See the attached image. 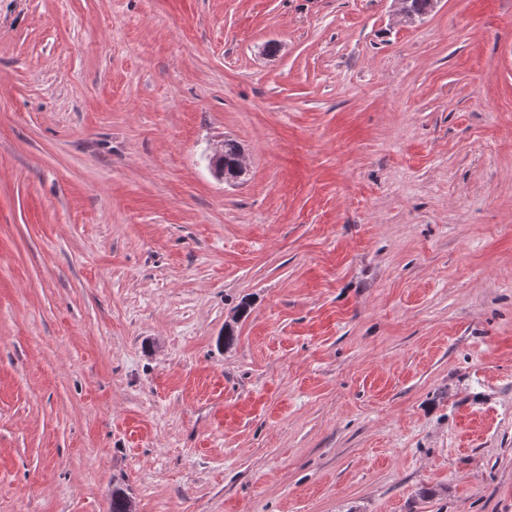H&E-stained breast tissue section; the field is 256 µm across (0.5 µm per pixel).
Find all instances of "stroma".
<instances>
[{
	"instance_id": "stroma-1",
	"label": "stroma",
	"mask_w": 512,
	"mask_h": 512,
	"mask_svg": "<svg viewBox=\"0 0 512 512\" xmlns=\"http://www.w3.org/2000/svg\"><path fill=\"white\" fill-rule=\"evenodd\" d=\"M116 487L512 512V0H0V512ZM241 153V147L236 141L231 139L224 140V146L222 145L219 149H216L210 158L214 175L217 178L224 180V173H226L228 178L237 176L239 177V180H241L244 176L243 174L240 176L238 171V161ZM223 156L224 167L222 164L217 163V161L221 160Z\"/></svg>"
}]
</instances>
